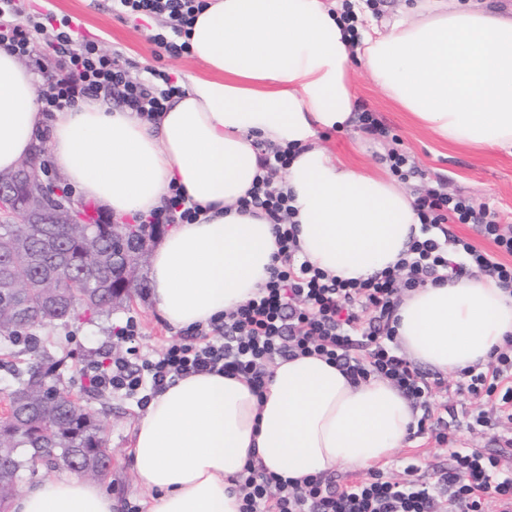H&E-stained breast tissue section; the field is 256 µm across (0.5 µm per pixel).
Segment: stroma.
Here are the masks:
<instances>
[{"label":"stroma","mask_w":512,"mask_h":512,"mask_svg":"<svg viewBox=\"0 0 512 512\" xmlns=\"http://www.w3.org/2000/svg\"><path fill=\"white\" fill-rule=\"evenodd\" d=\"M31 4L37 11L59 18H76L81 32L95 38L103 49L118 57L132 76L145 77L150 68L176 73L184 82L192 77L210 75L207 67L192 56H157L149 36L160 30V20L126 21L113 9L112 0H31ZM352 84L362 107L376 113L388 128L389 135L373 138L356 123L345 131L325 134L324 146L345 162L384 177L389 176L390 171L382 161L383 155L394 147L404 149L422 172L420 178L406 183L408 192H418L442 179L450 193L464 196L476 206L493 205L502 223L512 225V155L497 149L473 150L438 140L387 98L357 62L352 65ZM138 283L130 300L110 315L91 323L71 319L37 329L41 349L50 361L57 363L62 382H79L81 366L104 353H124L125 346L117 342L113 330L128 317H135L140 323L142 351H160L167 342L179 338V331L171 328L153 306L148 266L140 267ZM446 381L448 392L437 394L435 400L448 405V432L454 439L452 446L485 452L502 448L499 430L472 431L466 426L467 414L483 408V401L456 392L457 376H447ZM84 404L94 414L111 457L110 469L99 478V485L120 498L124 506H145L147 498L129 467L128 456L134 426L140 416L139 408L134 401L124 397L98 392L86 395ZM449 447L437 444L429 434H415L409 445L383 461L382 466L400 479L405 467L416 465L421 480L427 482L434 471L448 466Z\"/></svg>","instance_id":"1"}]
</instances>
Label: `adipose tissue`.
I'll list each match as a JSON object with an SVG mask.
<instances>
[{"label":"adipose tissue","mask_w":512,"mask_h":512,"mask_svg":"<svg viewBox=\"0 0 512 512\" xmlns=\"http://www.w3.org/2000/svg\"><path fill=\"white\" fill-rule=\"evenodd\" d=\"M189 43L211 75L191 78L154 122L99 100L46 117L33 73L0 49V174L43 142L81 197L115 214L160 207L173 182L202 207L150 258L153 306L175 329L208 324L269 277L272 224L237 209L264 148L287 150L300 255L328 274L368 278L418 235L405 189L318 142L358 108L352 60L439 140L512 150V19L483 0H410L381 16L365 0H212ZM395 320L410 359L456 373L487 364L512 334V296L475 273L406 293ZM415 424L388 381L356 384L300 356L278 361L260 396L216 373L177 380L138 419L130 464L149 512H238L231 479L247 462L292 480L366 469L404 447ZM120 510L73 476L22 489L11 512Z\"/></svg>","instance_id":"1"}]
</instances>
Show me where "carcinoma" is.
<instances>
[{
    "mask_svg": "<svg viewBox=\"0 0 512 512\" xmlns=\"http://www.w3.org/2000/svg\"><path fill=\"white\" fill-rule=\"evenodd\" d=\"M1 241L11 245L3 261L19 271L26 288L18 293L10 282L0 281V299H14L27 310L17 317L0 307L4 344L22 343L36 353L39 341L29 335L31 329L112 311V225L86 214L79 224H25L12 219L0 224ZM81 273L87 275V287L77 297L70 280ZM22 391L27 403L12 401L8 415L0 417V457L10 460V465L0 467V506L11 501L24 464L42 461L47 448L55 449L54 458L45 463L50 470L70 469L71 448L84 452V461L96 468L97 476L111 462L87 407L58 383L55 363L18 373L11 394Z\"/></svg>",
    "mask_w": 512,
    "mask_h": 512,
    "instance_id": "1",
    "label": "carcinoma"
}]
</instances>
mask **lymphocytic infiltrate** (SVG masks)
<instances>
[{
	"label": "lymphocytic infiltrate",
	"instance_id": "obj_1",
	"mask_svg": "<svg viewBox=\"0 0 512 512\" xmlns=\"http://www.w3.org/2000/svg\"><path fill=\"white\" fill-rule=\"evenodd\" d=\"M123 18L137 21L163 17L164 31L151 35L160 52L179 57L190 50L187 37L197 13L207 0H115ZM49 32L41 50L32 35ZM0 48L29 65L40 66L41 56L61 59L66 73H42L38 101L46 115L98 97L117 98L123 108L153 120L168 101L182 91L176 78L164 70L149 69L136 78L97 41L82 34L75 21L32 9L28 0H0ZM288 165V153L265 151L262 172L241 211L264 212L273 222L277 252L267 282L236 310L190 328L186 337L161 351L141 352L136 318L117 326L114 335L125 344V354L109 362L96 361L81 373L98 391L124 396L144 407L178 379L195 373H221L244 379L263 394L277 360L316 355L340 368L355 382L384 379L424 413L418 432L434 433L448 443L447 425L431 402L444 390L442 377H429L396 344L393 315L405 291L442 283L479 272L496 279L512 295V225L502 223L490 206L473 207L463 196L441 187H429L414 200L421 236L405 255L385 271L364 280L330 276L299 255L294 209L287 192L273 179ZM201 208L180 185L170 184L163 208L150 215H133L136 224L159 229L166 224H191ZM456 224H475L491 240L495 252L479 249L456 235ZM458 391L494 403V414H470L472 430L512 424V337L496 348L490 361L464 369ZM450 468L437 471L432 486H418L411 478L394 479L380 467L366 478L342 484L324 476L303 483L246 463L234 480L239 512H504L512 507V481L495 480L501 458L473 448L450 453Z\"/></svg>",
	"mask_w": 512,
	"mask_h": 512
}]
</instances>
